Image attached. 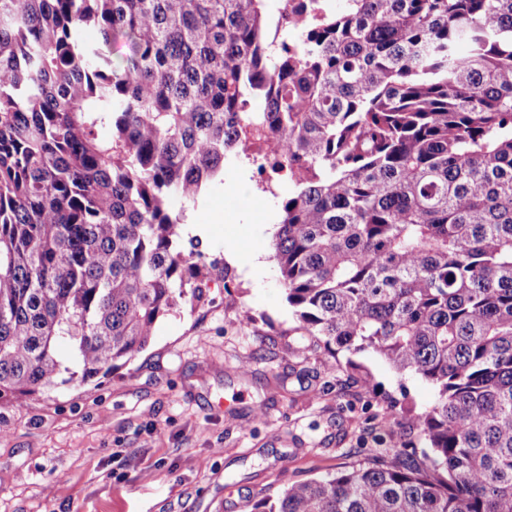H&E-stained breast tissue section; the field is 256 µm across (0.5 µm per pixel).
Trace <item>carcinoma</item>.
<instances>
[{
	"mask_svg": "<svg viewBox=\"0 0 512 512\" xmlns=\"http://www.w3.org/2000/svg\"><path fill=\"white\" fill-rule=\"evenodd\" d=\"M266 2L0 0V400L131 362L224 278L171 201L256 125L295 187L275 259L298 353L371 350L435 399L405 408L422 457L250 512H512V0H320L292 38Z\"/></svg>",
	"mask_w": 512,
	"mask_h": 512,
	"instance_id": "obj_1",
	"label": "carcinoma"
}]
</instances>
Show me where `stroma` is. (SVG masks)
<instances>
[{
	"label": "stroma",
	"instance_id": "stroma-1",
	"mask_svg": "<svg viewBox=\"0 0 512 512\" xmlns=\"http://www.w3.org/2000/svg\"><path fill=\"white\" fill-rule=\"evenodd\" d=\"M292 190L258 186L253 164L232 157L196 205L173 200L183 224L208 225L202 250L224 263L223 279L110 375L0 401V512H249L291 482L416 440L401 407H428L427 382L370 350L333 354L315 340L295 352L274 259ZM234 245L257 250L261 267L225 264Z\"/></svg>",
	"mask_w": 512,
	"mask_h": 512
}]
</instances>
